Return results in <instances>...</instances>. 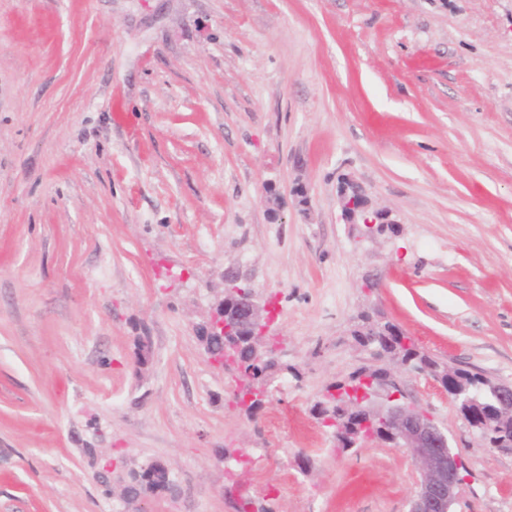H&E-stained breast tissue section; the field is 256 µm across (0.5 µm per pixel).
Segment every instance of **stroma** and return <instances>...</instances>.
I'll return each mask as SVG.
<instances>
[{
    "instance_id": "35a3bbf8",
    "label": "stroma",
    "mask_w": 512,
    "mask_h": 512,
    "mask_svg": "<svg viewBox=\"0 0 512 512\" xmlns=\"http://www.w3.org/2000/svg\"><path fill=\"white\" fill-rule=\"evenodd\" d=\"M344 177L395 232L358 241ZM228 270L295 368L254 418L196 333ZM364 311L512 383V0H0V512H235V449L273 512H409L411 454L313 410ZM402 377L454 512H512V453ZM150 461L172 490L108 492Z\"/></svg>"
}]
</instances>
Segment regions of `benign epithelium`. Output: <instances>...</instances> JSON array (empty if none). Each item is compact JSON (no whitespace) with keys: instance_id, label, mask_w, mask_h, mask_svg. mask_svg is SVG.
Here are the masks:
<instances>
[{"instance_id":"obj_1","label":"benign epithelium","mask_w":512,"mask_h":512,"mask_svg":"<svg viewBox=\"0 0 512 512\" xmlns=\"http://www.w3.org/2000/svg\"><path fill=\"white\" fill-rule=\"evenodd\" d=\"M341 218L346 224L363 226V234L373 238L383 228L398 221L386 209L375 207L362 188L344 178L338 185ZM275 307L255 290L245 292L237 287L224 290L210 320L199 327L203 339L226 338L232 343L249 341L260 361L280 355L270 342V327ZM373 364L367 366L363 384L349 390L348 397L336 406L335 414L325 417L326 424L336 426V442L344 441L345 429L362 432L366 427L381 425V439L407 449L423 471L419 490L411 512H451L455 490L461 483L462 461L449 445L448 431L424 409L404 401L399 368L390 365L392 357L371 350ZM487 398L480 428L494 433L493 446L512 450V384L494 383L488 379L480 386Z\"/></svg>"}]
</instances>
